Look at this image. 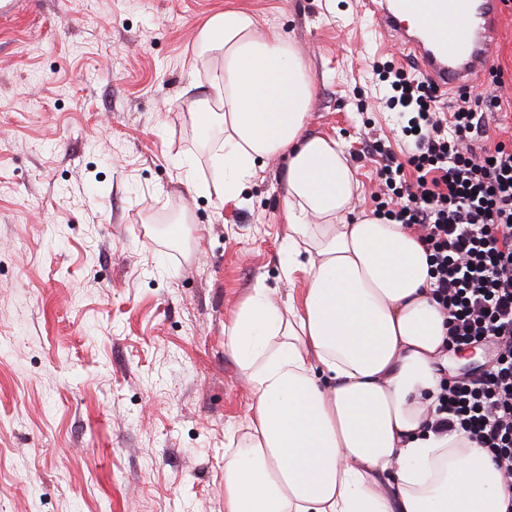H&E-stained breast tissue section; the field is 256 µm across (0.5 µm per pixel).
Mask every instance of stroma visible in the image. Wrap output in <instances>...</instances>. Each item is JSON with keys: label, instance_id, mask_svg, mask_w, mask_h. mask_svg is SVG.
I'll return each mask as SVG.
<instances>
[{"label": "stroma", "instance_id": "obj_1", "mask_svg": "<svg viewBox=\"0 0 512 512\" xmlns=\"http://www.w3.org/2000/svg\"><path fill=\"white\" fill-rule=\"evenodd\" d=\"M310 65L306 131L339 137L384 196L368 143L404 157L357 0H9L0 16V512H224V455L251 393L224 327L283 278L286 158L214 208L179 180L214 175L191 103L208 95L198 35L227 9ZM183 226L175 235V226Z\"/></svg>", "mask_w": 512, "mask_h": 512}]
</instances>
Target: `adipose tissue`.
Returning <instances> with one entry per match:
<instances>
[{"label": "adipose tissue", "mask_w": 512, "mask_h": 512, "mask_svg": "<svg viewBox=\"0 0 512 512\" xmlns=\"http://www.w3.org/2000/svg\"><path fill=\"white\" fill-rule=\"evenodd\" d=\"M201 48L222 58L193 115L202 137L221 136L219 173L199 180L188 160L184 179L221 206L258 160L286 155L281 271L306 278L282 303L257 283L225 330L252 400L224 460V512H512L488 453L428 427L448 355L427 252L405 225L348 222L342 145L305 131L307 61L243 10L211 17Z\"/></svg>", "instance_id": "ef3b65f1"}]
</instances>
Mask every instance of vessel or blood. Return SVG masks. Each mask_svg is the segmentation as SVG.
<instances>
[{"label": "vessel or blood", "mask_w": 512, "mask_h": 512, "mask_svg": "<svg viewBox=\"0 0 512 512\" xmlns=\"http://www.w3.org/2000/svg\"><path fill=\"white\" fill-rule=\"evenodd\" d=\"M371 36L411 57L439 91L483 84L494 62L502 0H360Z\"/></svg>", "instance_id": "obj_1"}]
</instances>
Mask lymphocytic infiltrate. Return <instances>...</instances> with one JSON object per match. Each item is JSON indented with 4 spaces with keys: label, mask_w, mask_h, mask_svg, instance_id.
Segmentation results:
<instances>
[{
    "label": "lymphocytic infiltrate",
    "mask_w": 512,
    "mask_h": 512,
    "mask_svg": "<svg viewBox=\"0 0 512 512\" xmlns=\"http://www.w3.org/2000/svg\"><path fill=\"white\" fill-rule=\"evenodd\" d=\"M378 76L413 143L403 162L375 148L380 185L395 197L383 215L417 230L429 254L448 350H491L481 373L443 380L431 428L464 433L512 485V148H473L484 115L467 95L446 112L417 74L389 66Z\"/></svg>",
    "instance_id": "1"
}]
</instances>
